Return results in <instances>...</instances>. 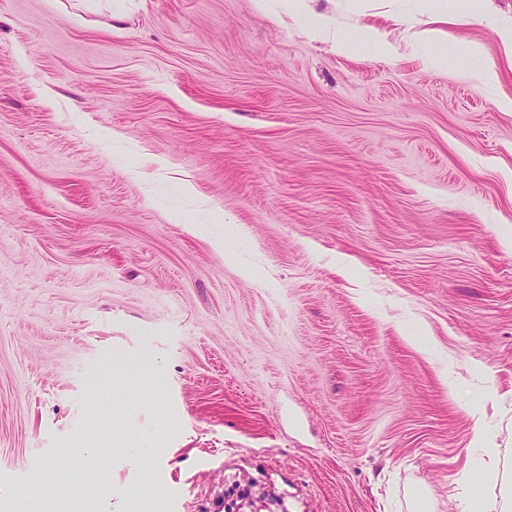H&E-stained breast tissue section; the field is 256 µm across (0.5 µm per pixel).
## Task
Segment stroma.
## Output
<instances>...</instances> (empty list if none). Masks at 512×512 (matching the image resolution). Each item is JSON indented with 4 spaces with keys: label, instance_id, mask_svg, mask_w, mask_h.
Segmentation results:
<instances>
[{
    "label": "stroma",
    "instance_id": "35a3bbf8",
    "mask_svg": "<svg viewBox=\"0 0 512 512\" xmlns=\"http://www.w3.org/2000/svg\"><path fill=\"white\" fill-rule=\"evenodd\" d=\"M0 0V512H464L512 465V0ZM476 68L446 62L459 42ZM479 65V66H480ZM454 10L448 15V19L453 22L474 23L484 20L481 2L479 0H450ZM308 29L316 38H327L336 42V48L342 52L350 50V45L345 42L337 31L331 28V24L324 17L308 14ZM488 448H484L485 452L491 459L495 461V465L490 470L477 469L469 473V480L472 486V493L466 504V512H485L491 508L482 493V488L491 480L495 483L500 482L501 494L498 502L492 507L497 512L512 511V477L506 469L500 472L496 463L499 453L498 448H494L493 442L486 439Z\"/></svg>",
    "mask_w": 512,
    "mask_h": 512
}]
</instances>
